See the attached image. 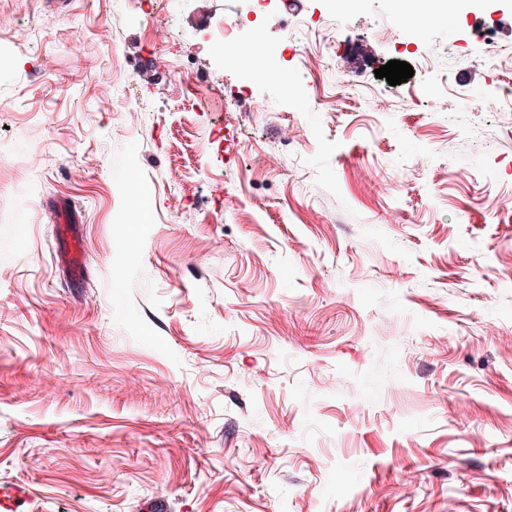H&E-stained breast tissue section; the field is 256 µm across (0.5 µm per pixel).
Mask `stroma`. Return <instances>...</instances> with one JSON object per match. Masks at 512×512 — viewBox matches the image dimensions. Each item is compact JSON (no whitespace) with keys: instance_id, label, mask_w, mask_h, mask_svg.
<instances>
[{"instance_id":"obj_1","label":"stroma","mask_w":512,"mask_h":512,"mask_svg":"<svg viewBox=\"0 0 512 512\" xmlns=\"http://www.w3.org/2000/svg\"><path fill=\"white\" fill-rule=\"evenodd\" d=\"M168 6L0 0V512H512V0H275L259 84ZM75 207L60 205L56 210L58 232L65 240V250L62 256L64 267L72 278L79 279L84 272L85 247L82 236L76 230Z\"/></svg>"}]
</instances>
